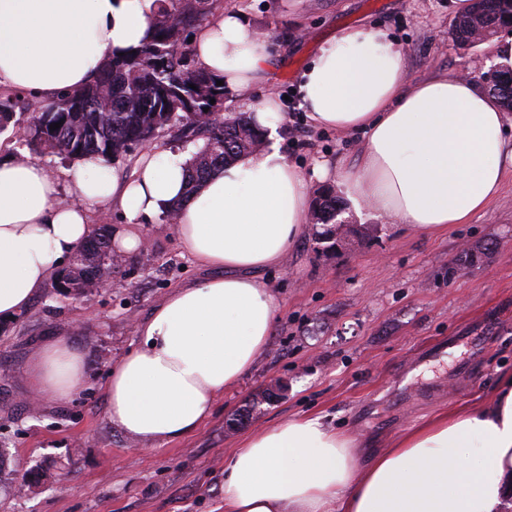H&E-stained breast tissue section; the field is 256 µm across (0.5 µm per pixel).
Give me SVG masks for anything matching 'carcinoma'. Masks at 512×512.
Here are the masks:
<instances>
[{
  "label": "carcinoma",
  "mask_w": 512,
  "mask_h": 512,
  "mask_svg": "<svg viewBox=\"0 0 512 512\" xmlns=\"http://www.w3.org/2000/svg\"><path fill=\"white\" fill-rule=\"evenodd\" d=\"M221 7V0H155L153 33L146 45L104 57L88 86L41 103L36 111L31 110L33 99L22 101L23 112L18 113L19 99L0 97V130L10 125L20 128L18 142L31 154L95 160L106 166L135 148L151 146L166 127L205 130L206 142L188 162L187 186L193 191L212 172L262 144V135L242 114L214 123L201 120L223 102L224 87L216 85L221 77L195 61L184 33ZM476 12L494 31L512 25V0H479ZM471 19L469 15L455 22L456 39L462 45L472 44ZM490 83L489 94L512 111V68H494ZM55 123L60 127L50 129ZM343 209L333 189L318 190L313 224L317 243L329 242L336 212ZM80 251L81 256H73L56 280L76 289L112 275V264L102 261L114 255L105 229H95Z\"/></svg>",
  "instance_id": "cac0c4a2"
}]
</instances>
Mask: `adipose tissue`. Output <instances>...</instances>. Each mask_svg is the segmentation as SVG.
<instances>
[{"instance_id": "1", "label": "adipose tissue", "mask_w": 512, "mask_h": 512, "mask_svg": "<svg viewBox=\"0 0 512 512\" xmlns=\"http://www.w3.org/2000/svg\"><path fill=\"white\" fill-rule=\"evenodd\" d=\"M153 0H0V86L49 99L90 83L104 54L136 48L153 30ZM198 63L247 99L265 81L271 41L223 11L192 43ZM405 54L379 27L341 29L318 50L298 96L312 124L362 130L360 163L336 178L345 197L413 234H437L487 208L512 170V138L496 100L474 81L440 75L406 83ZM262 148L186 192L187 158L147 149L118 182L107 166L69 173L77 198L34 161L0 158V318L27 308L94 232L92 206L118 200L112 245L144 240L139 219L178 208L181 249L214 269L177 288L139 323L141 344L109 371L107 415L144 443L195 431L216 399L254 366L272 333L275 302L256 271L281 265L306 230L309 179L281 149L286 119L274 94L248 114ZM34 396L65 397L87 380L82 354L58 338L29 373ZM354 435L318 417L252 433L224 468V512H503L512 499V370L481 408L444 410L357 463Z\"/></svg>"}]
</instances>
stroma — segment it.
<instances>
[{
    "mask_svg": "<svg viewBox=\"0 0 512 512\" xmlns=\"http://www.w3.org/2000/svg\"><path fill=\"white\" fill-rule=\"evenodd\" d=\"M274 45L265 91L283 99L281 146L303 175L315 161L357 163L363 139L315 129L296 90L320 46L345 27L387 29L406 55L407 82L495 65L493 41L454 36L448 0H223ZM349 241L329 251L304 233L286 261L259 271L277 309L252 369L189 435L134 441L112 425L102 385L136 347L139 321L175 288L210 276L181 250L163 216L137 226L145 246L112 269V286L80 299L48 287L0 323V512H224V467L257 430L302 416L381 451L439 411L486 405L512 370V171L468 223L419 236L369 210L353 214ZM473 263L449 276L463 251ZM458 264V263H457ZM70 337L89 383L31 405L27 368L40 346ZM279 382L278 399L263 395Z\"/></svg>",
    "mask_w": 512,
    "mask_h": 512,
    "instance_id": "stroma-1",
    "label": "stroma"
}]
</instances>
